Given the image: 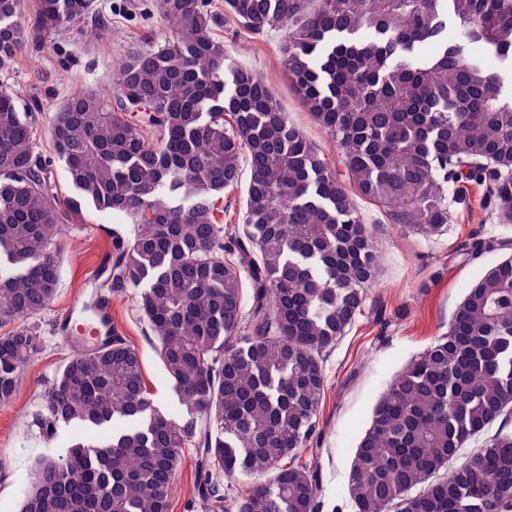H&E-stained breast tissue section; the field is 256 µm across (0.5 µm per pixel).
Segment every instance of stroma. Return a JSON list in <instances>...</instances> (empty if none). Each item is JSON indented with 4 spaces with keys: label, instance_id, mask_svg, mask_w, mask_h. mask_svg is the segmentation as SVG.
Masks as SVG:
<instances>
[{
    "label": "stroma",
    "instance_id": "obj_1",
    "mask_svg": "<svg viewBox=\"0 0 512 512\" xmlns=\"http://www.w3.org/2000/svg\"><path fill=\"white\" fill-rule=\"evenodd\" d=\"M210 7L221 18L216 33L234 48L236 59L263 76L329 167L341 170L335 144L291 88L284 66L285 33L248 35L225 17L224 0H210ZM167 35L153 0H94L86 19L45 35L21 51L11 69L0 71V85L14 91L20 108L35 117V151L49 162L60 201L76 198L77 193L53 151V113L75 92L109 93L118 62L131 49L164 41ZM357 206L378 246L379 268L361 315L326 356L319 427L300 455L301 461L318 464L322 512H354L349 496L351 461L380 394L412 356L447 332L467 288L503 256L495 249L472 258V243L512 239V225L499 222L485 202L483 187L472 181L463 182L461 193L451 200L453 221L447 231L431 238L394 223L374 201L361 198ZM131 230L125 216L97 211L86 202L79 211H67L63 219L57 294L49 309L28 321L40 338V350L27 364L12 399L0 404V512H19L36 459L65 452L70 428L48 439L38 427L44 393L77 349L63 337L58 323L75 299L95 297L97 277L112 252L113 232L126 235ZM112 321L139 352L155 403L172 416H182L156 343L137 311L134 289L113 296Z\"/></svg>",
    "mask_w": 512,
    "mask_h": 512
}]
</instances>
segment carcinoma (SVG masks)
Wrapping results in <instances>:
<instances>
[{
	"label": "carcinoma",
	"instance_id": "1",
	"mask_svg": "<svg viewBox=\"0 0 512 512\" xmlns=\"http://www.w3.org/2000/svg\"><path fill=\"white\" fill-rule=\"evenodd\" d=\"M0 0V70L92 0ZM170 29L130 52L109 94L70 96L50 136L74 188L131 220L112 232V292L136 289L184 408L154 405L138 351L114 332L76 351L45 393L44 436L95 430L33 470L19 512H169L183 450L206 512H320L324 357L361 314L379 252L349 188L429 238L461 180L512 223V0H224L239 30L283 29L288 75L336 143L327 166L256 71L215 33L202 0H155ZM459 38H448V22ZM35 122L0 87V403L39 337L17 322L59 283L62 207ZM242 223L217 203L241 184ZM249 295H244V289ZM496 432L486 437L492 425ZM481 441L449 467L466 445ZM244 476L250 490L224 482ZM354 512H512V254L467 291L448 332L388 383L356 446Z\"/></svg>",
	"mask_w": 512,
	"mask_h": 512
}]
</instances>
